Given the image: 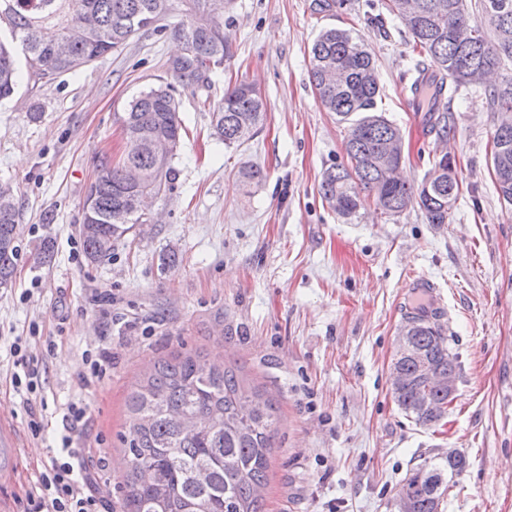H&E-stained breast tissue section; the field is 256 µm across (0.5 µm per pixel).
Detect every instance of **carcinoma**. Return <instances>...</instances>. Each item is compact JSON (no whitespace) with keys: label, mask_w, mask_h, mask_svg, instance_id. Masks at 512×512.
Here are the masks:
<instances>
[{"label":"carcinoma","mask_w":512,"mask_h":512,"mask_svg":"<svg viewBox=\"0 0 512 512\" xmlns=\"http://www.w3.org/2000/svg\"><path fill=\"white\" fill-rule=\"evenodd\" d=\"M191 20L172 35L183 53L170 61L182 86L208 90L212 74L230 56L224 42V0H188ZM400 19L414 46L429 57L448 88L480 85L486 105L499 114L491 157L495 182L512 204V0H474L483 24L469 21L468 0H381ZM172 0H0V102L21 80L30 89L90 64L150 29L171 13ZM310 78L321 106L347 124V163L329 169L323 196L341 216L354 214L359 194L373 195L377 208L396 215L418 206L430 224H446L460 195V182L446 162L448 116L439 107L435 127L442 143L427 176L418 185L390 176L385 156L401 160L403 134L376 109L380 92L376 63L364 41L346 29L323 30L311 48ZM174 86L160 82L140 92L121 118L125 148L119 157L103 155L83 202V252L95 263L112 254L115 243L146 223L137 207L142 195L172 190L178 150L150 151L157 144L181 145L182 125ZM265 103L251 85L224 90L212 112L214 137L241 146L257 133ZM19 208L15 189L0 181V288L12 282L18 256ZM411 343L417 357L393 362L403 376L399 408L422 424L439 421L448 393L437 379L457 367L438 313L421 308ZM433 368L431 379L421 365ZM128 420L120 433L127 469L118 485L120 512H263L269 455L276 444L275 408L258 389L248 388L236 370L200 352L177 353L148 369L125 402ZM191 418L194 426L185 425ZM466 468L465 457H445L419 466L403 484L395 507L438 512L449 489V473Z\"/></svg>","instance_id":"carcinoma-1"}]
</instances>
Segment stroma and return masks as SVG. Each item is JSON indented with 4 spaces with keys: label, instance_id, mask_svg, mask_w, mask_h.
<instances>
[{
    "label": "stroma",
    "instance_id": "obj_1",
    "mask_svg": "<svg viewBox=\"0 0 512 512\" xmlns=\"http://www.w3.org/2000/svg\"><path fill=\"white\" fill-rule=\"evenodd\" d=\"M187 9L174 0L165 32H141L76 73L36 90L19 85L0 102V180L13 184L20 211L15 276L0 288V411L21 434L20 483L0 493L10 512H25V487L49 466L73 400L86 410L74 444L91 449L87 465L116 506L130 389L150 364L195 350L236 365L278 409L266 512H394L413 470L453 449L467 467L441 512H512V205L491 169L496 113L471 86L448 104L461 182L449 223H428L416 206L380 214L367 195L343 217L320 190L324 172L346 160V130L310 81L322 29L366 41L380 78L377 109L404 134L406 180L422 182L439 145L428 113L409 111L404 95L428 60L399 19L376 22L369 0L330 9L322 0H231L232 55L213 88L176 92L186 135L174 188L152 206L155 225L130 232L110 257L86 260L78 230L96 162L121 154L132 96L172 82L167 61L179 43L169 29ZM232 80L254 84L267 109L255 136L228 148L214 140L211 119ZM247 163L266 172L249 189L239 177ZM47 241L54 257L45 263ZM172 251L176 263L165 264ZM420 276L434 284L459 372L446 414L431 425L407 417L390 385ZM33 330L42 389L28 399L10 384V346ZM88 349L104 351L110 366L86 388ZM31 405L44 406L49 421L39 439L27 431Z\"/></svg>",
    "mask_w": 512,
    "mask_h": 512
}]
</instances>
